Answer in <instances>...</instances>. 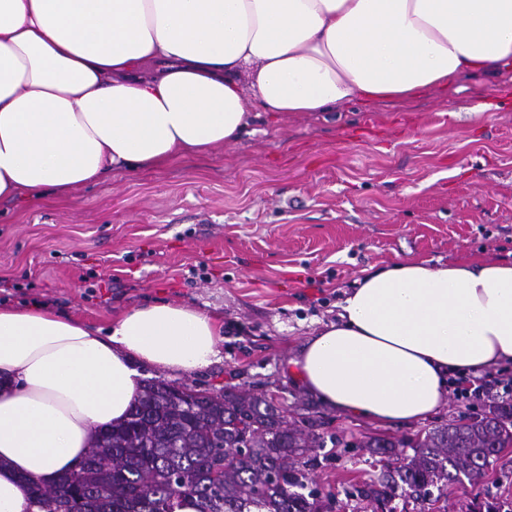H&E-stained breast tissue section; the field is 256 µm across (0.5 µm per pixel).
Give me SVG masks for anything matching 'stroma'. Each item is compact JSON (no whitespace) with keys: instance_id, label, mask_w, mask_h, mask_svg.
I'll return each mask as SVG.
<instances>
[{"instance_id":"obj_1","label":"stroma","mask_w":512,"mask_h":512,"mask_svg":"<svg viewBox=\"0 0 512 512\" xmlns=\"http://www.w3.org/2000/svg\"><path fill=\"white\" fill-rule=\"evenodd\" d=\"M233 143L156 170H113L69 198L0 201V301L39 302L96 327L152 300L195 307L224 326L198 389H261L300 417L313 407L341 447L312 455L317 487L344 497L380 464L355 442L458 418L393 426L329 409L290 362L366 271L399 260L512 262V71L461 75L400 105L356 100L279 114L247 99ZM505 469L452 484L443 512L512 499Z\"/></svg>"}]
</instances>
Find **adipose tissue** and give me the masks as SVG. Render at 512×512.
Returning <instances> with one entry per match:
<instances>
[{"instance_id": "adipose-tissue-1", "label": "adipose tissue", "mask_w": 512, "mask_h": 512, "mask_svg": "<svg viewBox=\"0 0 512 512\" xmlns=\"http://www.w3.org/2000/svg\"><path fill=\"white\" fill-rule=\"evenodd\" d=\"M512 59V0H0V200L65 195L237 141L242 82L265 111L406 102ZM292 365L328 408L410 423L448 380L512 362V263L396 261L356 280ZM209 313L153 302L107 329L0 305V512H46L143 372L219 354Z\"/></svg>"}]
</instances>
